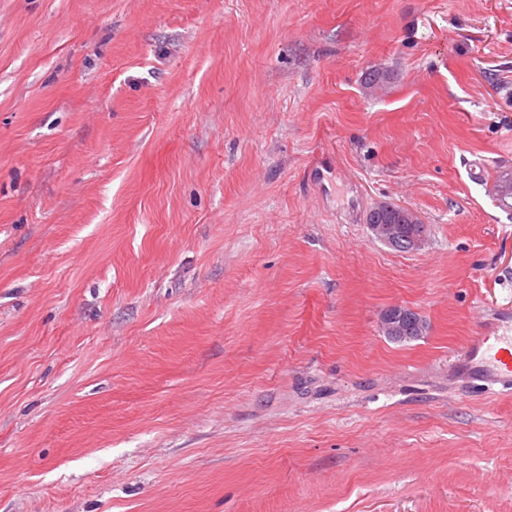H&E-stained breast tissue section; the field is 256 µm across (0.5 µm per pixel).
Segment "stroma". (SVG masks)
Returning a JSON list of instances; mask_svg holds the SVG:
<instances>
[{"instance_id": "1", "label": "stroma", "mask_w": 512, "mask_h": 512, "mask_svg": "<svg viewBox=\"0 0 512 512\" xmlns=\"http://www.w3.org/2000/svg\"><path fill=\"white\" fill-rule=\"evenodd\" d=\"M502 166L512 0H0V512H512ZM492 195L500 207L508 209L509 211L512 210V202H509V199H512L511 169L503 168L497 171L492 185ZM366 222L372 230L373 235L387 245L397 244L404 248L407 252H416L421 250L427 238V227L425 224H396L393 208L388 203H379L373 210ZM382 217V224H372L369 221L377 223ZM375 216L376 219H375ZM413 311L403 307L394 306L388 309L382 318V328L385 333L392 335H403L410 324L417 328V331H423V323L418 317L413 316ZM499 323L465 346L462 362L468 377L488 384L512 383V315L506 311Z\"/></svg>"}]
</instances>
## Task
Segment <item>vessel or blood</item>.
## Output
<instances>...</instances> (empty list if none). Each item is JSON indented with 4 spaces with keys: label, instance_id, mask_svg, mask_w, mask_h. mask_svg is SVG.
Wrapping results in <instances>:
<instances>
[{
    "label": "vessel or blood",
    "instance_id": "b4317fda",
    "mask_svg": "<svg viewBox=\"0 0 512 512\" xmlns=\"http://www.w3.org/2000/svg\"><path fill=\"white\" fill-rule=\"evenodd\" d=\"M462 361L468 377L488 384L512 383V314L503 313L497 325L473 337Z\"/></svg>",
    "mask_w": 512,
    "mask_h": 512
}]
</instances>
